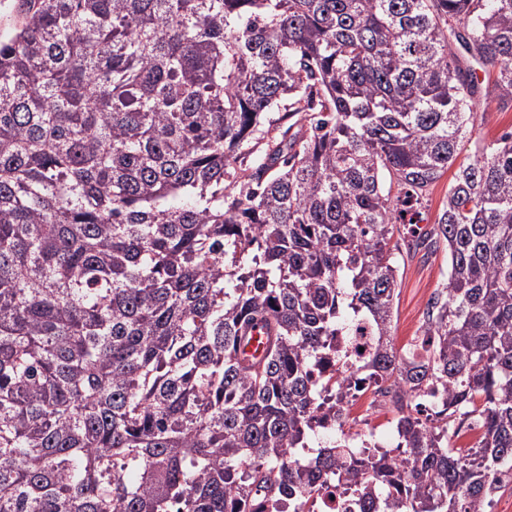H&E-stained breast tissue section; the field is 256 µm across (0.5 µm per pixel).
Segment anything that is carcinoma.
<instances>
[{
	"label": "carcinoma",
	"mask_w": 512,
	"mask_h": 512,
	"mask_svg": "<svg viewBox=\"0 0 512 512\" xmlns=\"http://www.w3.org/2000/svg\"><path fill=\"white\" fill-rule=\"evenodd\" d=\"M0 512H486L512 472V0H14ZM457 166L436 221L429 188ZM448 253L420 335L401 265ZM363 323L397 456L314 366ZM268 354L240 353L249 328ZM442 397L435 418L416 398ZM472 421L466 450L450 435ZM476 132L472 139H464L458 146V161H465L473 151V142L476 137L491 141L504 131L512 129V110H501L496 102L481 104L477 112ZM321 489L303 503L300 512H360L352 494L344 487L336 485L335 478L322 483ZM334 496V499H331Z\"/></svg>",
	"instance_id": "obj_1"
}]
</instances>
